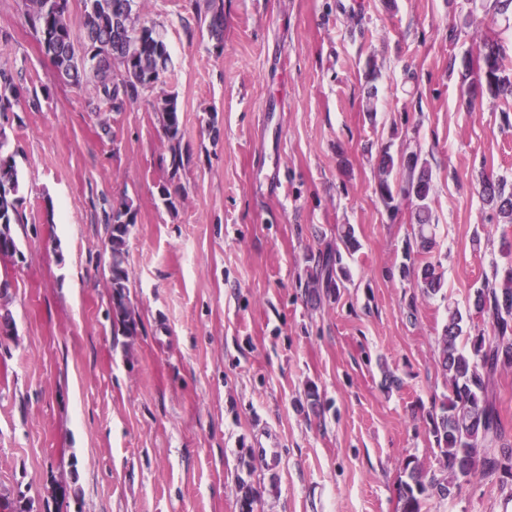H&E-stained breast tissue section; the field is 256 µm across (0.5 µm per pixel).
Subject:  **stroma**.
<instances>
[{"label": "stroma", "mask_w": 512, "mask_h": 512, "mask_svg": "<svg viewBox=\"0 0 512 512\" xmlns=\"http://www.w3.org/2000/svg\"><path fill=\"white\" fill-rule=\"evenodd\" d=\"M491 0H136L170 60L120 113L51 79L0 0V67L21 88L20 256L0 257V491L34 512H399L401 463L437 466L428 412L446 394L436 338L449 305L505 265L482 174L512 181V99L471 97L485 38L512 66V12ZM224 13V42L208 24ZM376 69V114L366 75ZM177 98L171 168L161 94ZM430 163L445 286L420 297L399 267L416 226L375 186L382 149ZM171 203H164L161 186ZM138 211L127 306L112 320L105 213ZM352 225L339 293L308 273ZM279 440L276 466L254 448ZM68 487L53 496L52 482ZM428 512H512V474L475 473Z\"/></svg>", "instance_id": "stroma-1"}]
</instances>
